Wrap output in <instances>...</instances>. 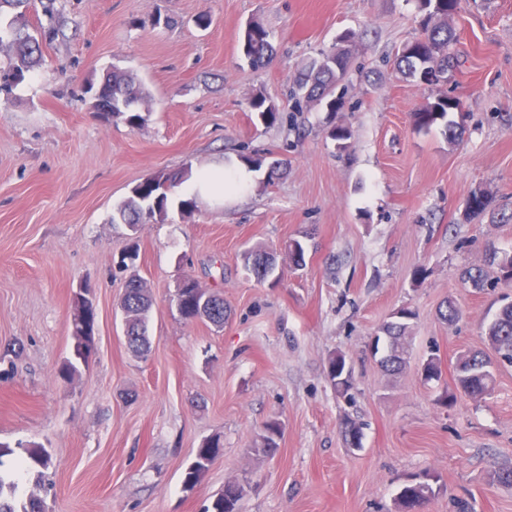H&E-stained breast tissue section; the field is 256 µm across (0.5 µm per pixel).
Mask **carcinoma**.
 Returning <instances> with one entry per match:
<instances>
[{
	"label": "carcinoma",
	"mask_w": 512,
	"mask_h": 512,
	"mask_svg": "<svg viewBox=\"0 0 512 512\" xmlns=\"http://www.w3.org/2000/svg\"><path fill=\"white\" fill-rule=\"evenodd\" d=\"M427 18L420 24L421 34L407 42L398 59L397 68L403 75L422 80L423 70L430 68L448 79V70L453 68L448 47L454 35L448 30V13L454 11L457 0H420ZM30 0H0V10L8 7L15 11L0 37V46L7 47L13 61L0 64V94L11 95L14 88L23 83L35 66L42 60L43 37L30 32L27 10ZM242 52L252 69L259 71L267 68L275 58L276 49L270 32L262 25L251 22L244 31ZM350 55L344 49H335L322 54L318 60L310 62L304 78L297 84V92L309 100L325 103L328 110L340 109V99L334 95L336 84L348 73ZM92 93L93 108L96 112L122 117L131 127H137L143 121L140 107L146 103V97L136 86L133 78L118 70L107 73L98 84L89 88ZM451 98L443 94L415 113V126L419 131H428L434 125L445 120ZM250 111L256 120L271 127L282 123L283 116L273 101L264 95L249 100ZM241 160L250 167H267L268 177H273L281 168L282 161L272 156L243 154ZM189 170L181 169L160 172L146 177L134 186L130 195L118 205L112 216V223L140 225L164 222L170 209V192L186 181ZM242 260L246 269L251 271L258 282L277 281L278 267L273 252L262 248H250L243 252ZM153 300L150 287L143 279L133 275L128 280L121 301L124 314V336L127 347L135 354L144 355L149 351L147 335L148 313ZM172 306L180 318L186 321L204 320L217 328L224 326L228 310L224 297L208 294L196 288L185 289L179 299H171ZM414 313L402 308L392 314L389 320L379 328L373 344L368 346L372 356L378 358L380 367L387 372L402 371L409 355L408 331ZM96 315L92 304L76 306L72 318V332L88 335L95 328ZM486 342L490 349L504 362L512 364V302L501 307L486 330ZM89 354L76 347L61 368V377L70 379L75 376L78 365L87 361ZM348 366L343 355L337 353L328 360L327 377L336 393L343 399H352V378L346 376ZM494 376L490 362L479 353H469L459 358L455 389L463 390L465 396L477 399L489 392ZM282 425L277 419L267 421L263 426L258 449L271 455L279 447ZM27 463L32 468H45L49 462V452L37 443L22 447ZM223 454V446L218 439H208L197 448L194 459L183 473V484L191 489L200 480L209 466ZM18 484L0 475V512H46L44 501L35 495L18 502ZM435 496L418 490L413 483L404 484L396 497L398 512H418L424 509ZM205 512H241V499L235 495L234 483H224V491L216 495Z\"/></svg>",
	"instance_id": "obj_1"
}]
</instances>
